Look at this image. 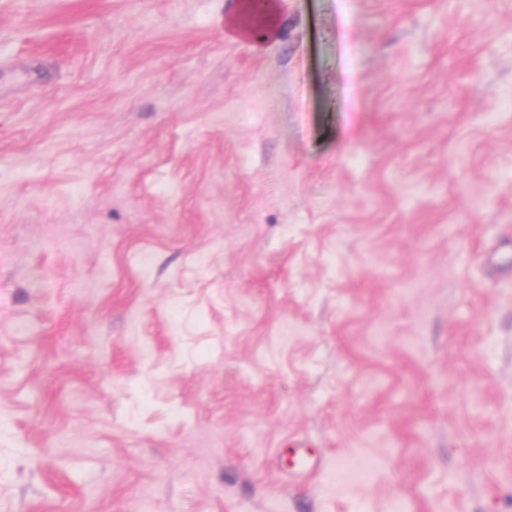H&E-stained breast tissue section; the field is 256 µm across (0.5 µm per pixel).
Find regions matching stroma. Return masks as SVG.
<instances>
[{"mask_svg":"<svg viewBox=\"0 0 512 512\" xmlns=\"http://www.w3.org/2000/svg\"><path fill=\"white\" fill-rule=\"evenodd\" d=\"M239 2L0 0V512H512V0Z\"/></svg>","mask_w":512,"mask_h":512,"instance_id":"obj_1","label":"stroma"}]
</instances>
